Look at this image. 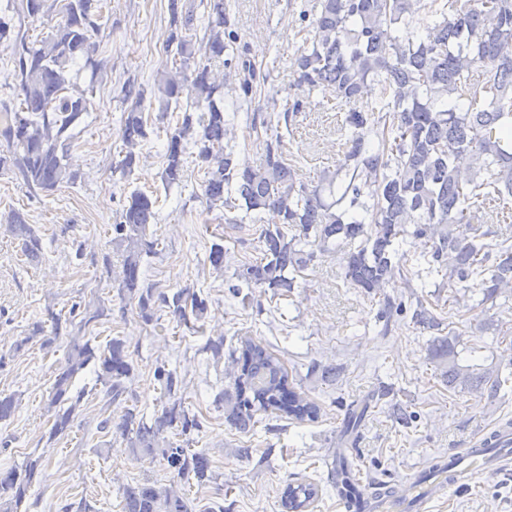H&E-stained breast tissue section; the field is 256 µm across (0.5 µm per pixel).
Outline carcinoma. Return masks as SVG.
Listing matches in <instances>:
<instances>
[{
  "mask_svg": "<svg viewBox=\"0 0 512 512\" xmlns=\"http://www.w3.org/2000/svg\"><path fill=\"white\" fill-rule=\"evenodd\" d=\"M204 7L203 16L197 9ZM10 14L0 18V44L10 51L12 75L20 105L4 107L0 136V170L19 176L35 192L52 193L75 182L67 156L74 134L70 128L89 111L86 92L68 78L78 59L98 54L109 9L106 0H12ZM169 27L164 51L169 63L156 71L151 91L124 87L120 122L122 145L112 172L128 177L140 162L136 149L149 134L164 138L161 182L165 192L180 187L186 162L195 158L203 176L201 199L208 210L224 213L235 232L248 224L274 225L261 230L259 256L237 268L225 281L231 300L248 302L243 288H263L285 296L297 276L318 256L344 254L343 278L353 288L379 298L377 321L411 314L413 325L439 331L443 319L439 295L431 301L413 289L449 288L459 307L480 295L477 304L495 303L512 294V245L485 242L489 232L472 224L491 203L512 199V0H316L303 5L299 19L302 45L291 60L296 83L344 108L346 149L334 171H325L309 186L288 162L282 130H290L303 104L280 105L278 92H265L268 74L248 58L249 48L231 22L224 0H169ZM426 11L432 22L424 31L414 17ZM59 18L54 33L32 39L22 22ZM264 105L252 107L257 97ZM157 115H152L153 105ZM246 112V135L262 146L259 162L236 158L239 112ZM160 197L133 190L112 224L113 287L133 303L146 323L165 310L179 325L207 312L208 302L189 288L163 291L146 282L143 257L157 254L158 240L147 238L157 223ZM8 231L24 256L36 258L40 240L18 213L7 220ZM417 240L428 252L416 256L407 245ZM425 263V272L413 271ZM401 278L411 288L408 298L392 297L386 288ZM110 316L105 304L75 303L66 319L53 315L54 337L62 322L68 332L64 364L51 385L47 412L50 437L64 439L72 431L76 409L89 394L74 389L75 378L93 367L101 389V413L128 400L126 381L133 361L126 342L113 337L101 348L83 332ZM229 351L224 390V418L249 432L256 415L296 422H315L322 407L297 388L280 358L250 336ZM459 334L448 329L427 344L440 376L450 389L512 391V367H477L460 363ZM164 400L151 419L127 408L119 419L102 418L98 429L125 439L134 456L160 457L177 476L210 478L211 461L188 445L200 431L198 415L185 409L176 372L155 373ZM19 405L13 394L0 396V422ZM370 402L345 409L343 436L357 447L358 432ZM387 417L408 429L415 412L398 402ZM184 437L176 444L165 433ZM44 454L34 450L23 462L0 470V512H20L31 488L40 481ZM338 494L347 508H361V484L345 454L334 471ZM319 497L313 482L289 483L282 491L285 512H308ZM122 512H190L189 499L173 485L161 489L146 480L122 488Z\"/></svg>",
  "mask_w": 512,
  "mask_h": 512,
  "instance_id": "carcinoma-1",
  "label": "carcinoma"
}]
</instances>
